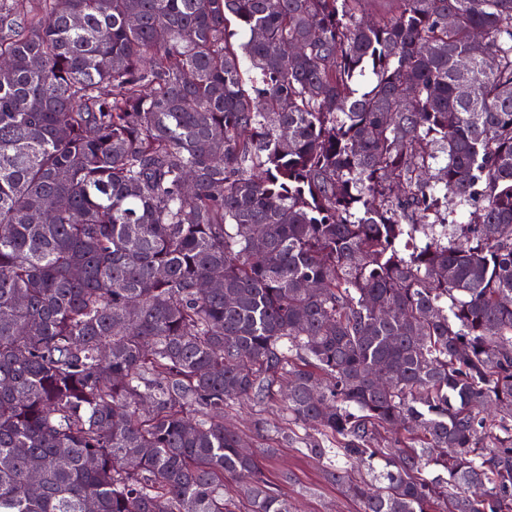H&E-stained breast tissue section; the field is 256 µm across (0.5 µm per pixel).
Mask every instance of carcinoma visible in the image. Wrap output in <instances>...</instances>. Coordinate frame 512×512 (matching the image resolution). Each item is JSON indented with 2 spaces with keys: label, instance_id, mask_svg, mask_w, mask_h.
Listing matches in <instances>:
<instances>
[{
  "label": "carcinoma",
  "instance_id": "cac0c4a2",
  "mask_svg": "<svg viewBox=\"0 0 512 512\" xmlns=\"http://www.w3.org/2000/svg\"><path fill=\"white\" fill-rule=\"evenodd\" d=\"M1 58L0 512H291L234 405L512 512V0H0Z\"/></svg>",
  "mask_w": 512,
  "mask_h": 512
}]
</instances>
